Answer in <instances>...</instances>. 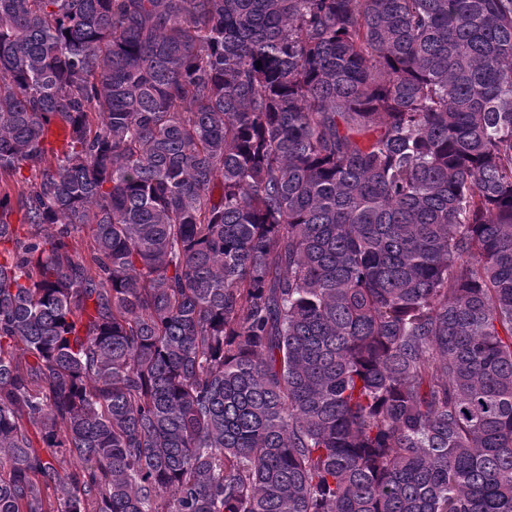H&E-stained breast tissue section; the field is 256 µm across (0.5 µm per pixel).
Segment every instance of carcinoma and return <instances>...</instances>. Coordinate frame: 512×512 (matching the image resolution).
I'll use <instances>...</instances> for the list:
<instances>
[{
  "mask_svg": "<svg viewBox=\"0 0 512 512\" xmlns=\"http://www.w3.org/2000/svg\"><path fill=\"white\" fill-rule=\"evenodd\" d=\"M0 512H512V0H0Z\"/></svg>",
  "mask_w": 512,
  "mask_h": 512,
  "instance_id": "cac0c4a2",
  "label": "carcinoma"
}]
</instances>
